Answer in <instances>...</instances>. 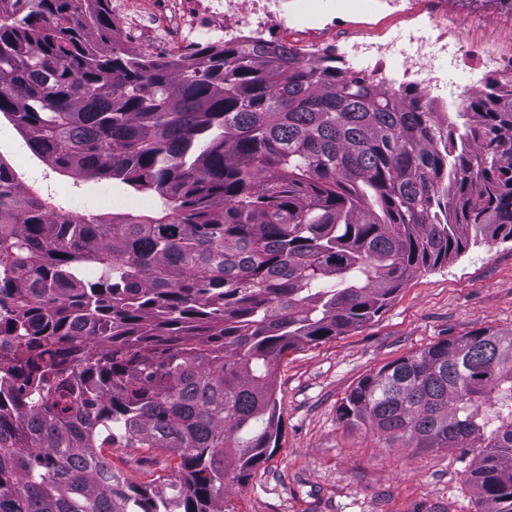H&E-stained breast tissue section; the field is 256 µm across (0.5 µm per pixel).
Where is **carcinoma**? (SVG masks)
I'll return each instance as SVG.
<instances>
[{
    "instance_id": "carcinoma-1",
    "label": "carcinoma",
    "mask_w": 512,
    "mask_h": 512,
    "mask_svg": "<svg viewBox=\"0 0 512 512\" xmlns=\"http://www.w3.org/2000/svg\"><path fill=\"white\" fill-rule=\"evenodd\" d=\"M459 107L334 50L138 55L112 0H0V114L53 170L160 203L75 215L0 159V512H224L277 437L279 358L512 241V66ZM341 419L473 453L480 512H512V329L382 366ZM117 443L179 466L135 485Z\"/></svg>"
}]
</instances>
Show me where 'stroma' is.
Segmentation results:
<instances>
[{
	"instance_id": "1",
	"label": "stroma",
	"mask_w": 512,
	"mask_h": 512,
	"mask_svg": "<svg viewBox=\"0 0 512 512\" xmlns=\"http://www.w3.org/2000/svg\"><path fill=\"white\" fill-rule=\"evenodd\" d=\"M434 20L448 23L471 57L512 62V14L497 0H411L394 12L386 0H288L289 34L300 49L318 41L344 53L356 39L383 38ZM316 35H309V28ZM0 159L36 195L76 214H155L151 195L118 182L57 173L0 115ZM484 328L512 329V242L469 247L447 266L414 275L365 325L277 363L280 430L275 450L242 483L228 486L224 512H478L463 476L474 458L458 450L389 448L347 428L344 398L366 375L433 343ZM103 454L143 486L176 468L154 448L112 446Z\"/></svg>"
}]
</instances>
